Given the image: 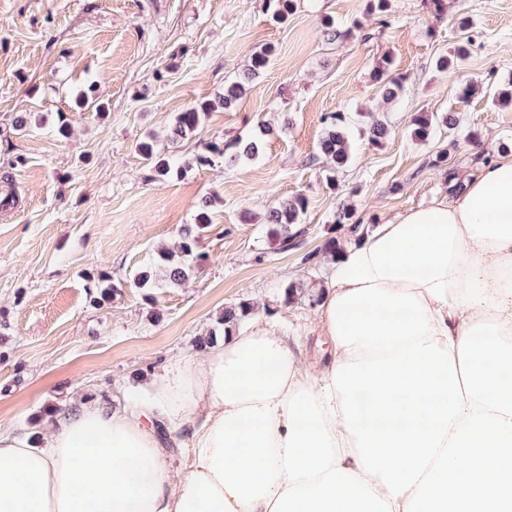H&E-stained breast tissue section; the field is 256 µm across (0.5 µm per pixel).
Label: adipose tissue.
Here are the masks:
<instances>
[{
  "label": "adipose tissue",
  "mask_w": 512,
  "mask_h": 512,
  "mask_svg": "<svg viewBox=\"0 0 512 512\" xmlns=\"http://www.w3.org/2000/svg\"><path fill=\"white\" fill-rule=\"evenodd\" d=\"M332 270L325 363L257 321L144 399L0 430V512H512V154Z\"/></svg>",
  "instance_id": "1"
}]
</instances>
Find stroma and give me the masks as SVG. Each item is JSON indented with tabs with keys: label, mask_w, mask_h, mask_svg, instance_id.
I'll return each instance as SVG.
<instances>
[{
	"label": "stroma",
	"mask_w": 512,
	"mask_h": 512,
	"mask_svg": "<svg viewBox=\"0 0 512 512\" xmlns=\"http://www.w3.org/2000/svg\"><path fill=\"white\" fill-rule=\"evenodd\" d=\"M366 2L297 0L277 23L267 0H0V428L36 437L75 395L123 404L194 354V338L242 300L286 317L299 356L321 362L323 345L305 331L315 309L282 306L280 295L291 281L328 285L329 265L305 256L343 235L337 214L376 227L512 153V103L492 100L512 84V0H391L385 29ZM464 17L471 27L460 28ZM463 41L464 69L437 70L436 58ZM265 45L274 54L245 95L178 148L188 159L213 142L230 148L266 123L275 131L259 157L228 168L215 154L150 179L140 143L165 146L176 115L222 94ZM384 59L403 81L393 103L372 77ZM84 94L104 113L79 109ZM22 112L32 122L20 134L12 122ZM374 112L391 129L379 145L363 134ZM418 112L457 123L419 142ZM329 113L344 115L352 149L333 189L318 156ZM298 194L308 200L305 233L282 251L265 217ZM210 196L212 222L199 240L208 264L180 287H136ZM104 275L117 292L98 305Z\"/></svg>",
	"instance_id": "stroma-1"
}]
</instances>
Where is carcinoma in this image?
Here are the masks:
<instances>
[{
  "instance_id": "carcinoma-1",
  "label": "carcinoma",
  "mask_w": 512,
  "mask_h": 512,
  "mask_svg": "<svg viewBox=\"0 0 512 512\" xmlns=\"http://www.w3.org/2000/svg\"><path fill=\"white\" fill-rule=\"evenodd\" d=\"M273 4L272 17L278 22H284L288 15L296 7L295 0H269ZM366 10L370 14L379 17V23L387 26L389 21L390 0H367ZM273 48L263 47L254 51L250 56L249 64L245 70L244 78L224 86V95L216 101H203L197 103L184 112L179 113L176 122L167 135V141L174 146L182 140L196 135L204 119L218 107L229 109L246 92V82L258 76L266 68ZM468 57V49L464 46L457 47L451 56H442L437 61V67L441 70H459ZM391 61L385 59L375 66L372 71L374 80L381 85L383 96L388 101L398 99L402 89L401 79L390 73ZM328 123L327 131L321 138L318 151L324 160L325 180L328 186H336V173L348 164L351 159V144L349 133L345 126L344 117L340 114H329L325 117ZM453 126L456 118L450 114L439 117L431 112H418L412 118V136L420 141H426L432 137L434 127L438 123ZM270 133V127L262 123L259 126V135L237 143V149L227 154L218 144L209 145L210 153L224 155V165L232 168L243 161L256 159L263 145V138ZM389 135L387 121L379 116L371 117L368 125L369 141L375 145L383 142ZM143 159L151 167L157 177H167L174 172H181L195 163L198 166H206L210 162L207 155H197L192 162L174 164L167 155L165 149L157 148L156 141L151 139L140 146ZM211 202L203 201L199 206L195 223L185 225L179 232L176 249L162 250L159 253V264L145 268L137 279L139 288H159L163 286L175 287L183 284L191 276L195 269L209 261V255L196 251L198 234L211 224L209 214ZM307 199L302 194L291 198H284L269 210L266 224L270 226L269 237L279 245V249L286 250L296 245V239L301 235L297 229L301 215L306 211ZM352 213L344 210L339 213L336 222L347 225V235L344 237L329 236L316 252L306 256V260L319 259L333 262L349 245L358 244L365 237L364 228L349 225ZM324 290L304 283L292 282L286 285L282 292V302L291 306L297 302H307L311 306L318 305L323 299ZM258 312V306L250 301H240L227 306L217 318V324L221 326L223 335L230 336L245 321Z\"/></svg>"
}]
</instances>
